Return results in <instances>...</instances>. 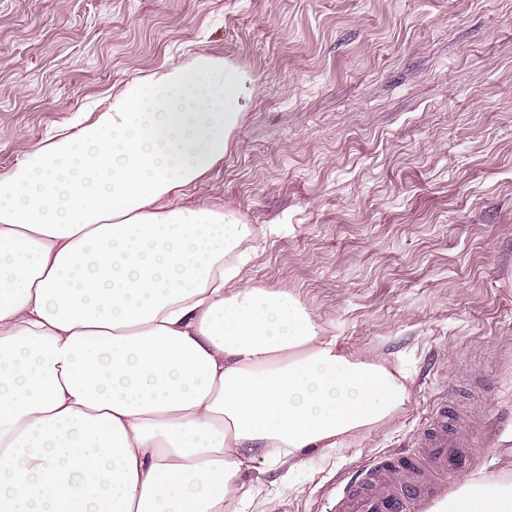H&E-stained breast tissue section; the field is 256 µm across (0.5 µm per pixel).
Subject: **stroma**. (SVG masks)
Returning <instances> with one entry per match:
<instances>
[{
	"label": "stroma",
	"instance_id": "stroma-1",
	"mask_svg": "<svg viewBox=\"0 0 512 512\" xmlns=\"http://www.w3.org/2000/svg\"><path fill=\"white\" fill-rule=\"evenodd\" d=\"M208 51L252 102L197 192L257 235L244 282L406 377L353 448L258 480L241 512H333L447 401L477 472L512 430V0H0V175L131 79Z\"/></svg>",
	"mask_w": 512,
	"mask_h": 512
}]
</instances>
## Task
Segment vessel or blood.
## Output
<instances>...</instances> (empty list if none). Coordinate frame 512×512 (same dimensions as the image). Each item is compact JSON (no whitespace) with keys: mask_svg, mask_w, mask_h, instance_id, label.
<instances>
[{"mask_svg":"<svg viewBox=\"0 0 512 512\" xmlns=\"http://www.w3.org/2000/svg\"><path fill=\"white\" fill-rule=\"evenodd\" d=\"M418 445L420 454L402 463L380 460L366 466L337 494L335 512H412L430 480H448L469 466L472 442L447 403L433 411Z\"/></svg>","mask_w":512,"mask_h":512,"instance_id":"vessel-or-blood-1","label":"vessel or blood"}]
</instances>
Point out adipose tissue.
Returning a JSON list of instances; mask_svg holds the SVG:
<instances>
[{
  "instance_id": "obj_1",
  "label": "adipose tissue",
  "mask_w": 512,
  "mask_h": 512,
  "mask_svg": "<svg viewBox=\"0 0 512 512\" xmlns=\"http://www.w3.org/2000/svg\"><path fill=\"white\" fill-rule=\"evenodd\" d=\"M254 92L199 52L0 176V512H237L254 461L350 447L403 407L288 289L245 285L249 225L188 201ZM431 512H512V472Z\"/></svg>"
}]
</instances>
